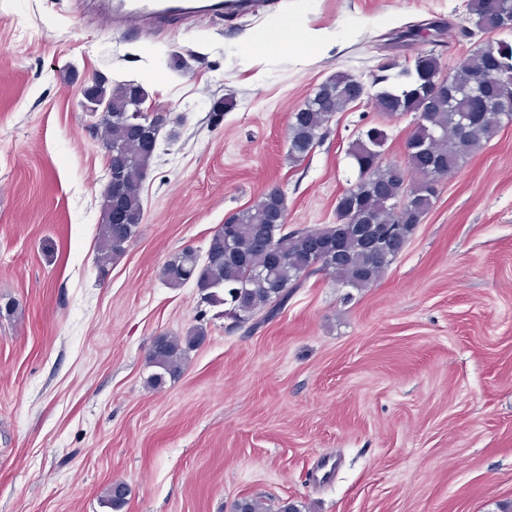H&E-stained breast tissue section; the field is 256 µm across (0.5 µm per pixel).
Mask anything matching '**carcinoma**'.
I'll use <instances>...</instances> for the list:
<instances>
[{
    "label": "carcinoma",
    "instance_id": "1",
    "mask_svg": "<svg viewBox=\"0 0 512 512\" xmlns=\"http://www.w3.org/2000/svg\"><path fill=\"white\" fill-rule=\"evenodd\" d=\"M493 0H468L470 20L482 30ZM419 67L391 62L370 86L344 72L321 85L288 123L289 154L301 163L323 137L326 125L337 113L364 98L388 116L411 112L416 125L411 140L431 147L432 156L406 150L404 160L380 165L387 134L370 127L353 142L349 155L358 181L345 189L336 205V223L321 228H288L274 224L270 216L287 208L284 193L272 190L251 207L227 217L214 231L202 259L191 248L174 253L163 267V277L174 288L189 282L201 300L224 306L228 330H252L275 317L291 289L302 279L324 272L344 287L367 288L405 250L415 228L428 214L438 188L428 176L434 162L444 179L468 157L481 151L500 132L502 123L490 117L474 121L466 133L459 131L448 110L447 89L437 85L443 75L440 57L425 52ZM512 72V43L499 40L488 48H474L450 72L451 81L467 86L478 78L493 89L498 84L495 66ZM395 69L394 77L385 72ZM142 86L133 81L110 85L100 79L89 95L108 106L101 123L103 141L112 148V166L118 186L102 194L96 264L101 276L119 259L143 219L142 182L155 156L159 122L136 111ZM321 240L322 251L313 254L312 238ZM206 336L203 326L185 335L163 334L153 341L148 361L154 372L149 384L160 389L184 372L188 354Z\"/></svg>",
    "mask_w": 512,
    "mask_h": 512
}]
</instances>
